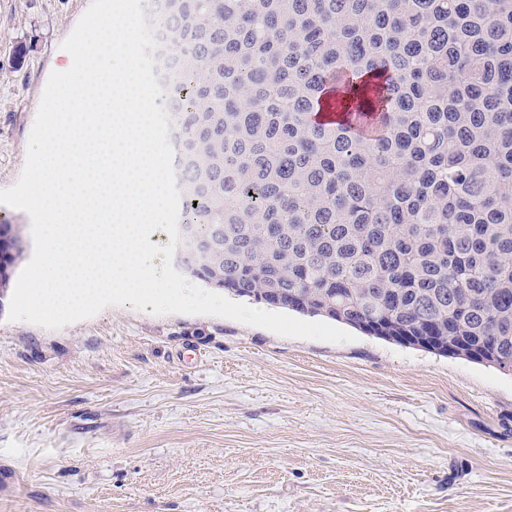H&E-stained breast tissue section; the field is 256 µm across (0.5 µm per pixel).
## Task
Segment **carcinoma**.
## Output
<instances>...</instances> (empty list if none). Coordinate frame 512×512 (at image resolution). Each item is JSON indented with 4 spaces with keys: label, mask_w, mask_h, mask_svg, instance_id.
<instances>
[{
    "label": "carcinoma",
    "mask_w": 512,
    "mask_h": 512,
    "mask_svg": "<svg viewBox=\"0 0 512 512\" xmlns=\"http://www.w3.org/2000/svg\"><path fill=\"white\" fill-rule=\"evenodd\" d=\"M159 2L176 265L370 336L512 364V0ZM25 250L1 221L0 299Z\"/></svg>",
    "instance_id": "1"
}]
</instances>
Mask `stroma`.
Returning a JSON list of instances; mask_svg holds the SVG:
<instances>
[{"instance_id":"obj_1","label":"stroma","mask_w":512,"mask_h":512,"mask_svg":"<svg viewBox=\"0 0 512 512\" xmlns=\"http://www.w3.org/2000/svg\"><path fill=\"white\" fill-rule=\"evenodd\" d=\"M91 0H0V189ZM0 512H512V373L110 306L0 312Z\"/></svg>"}]
</instances>
